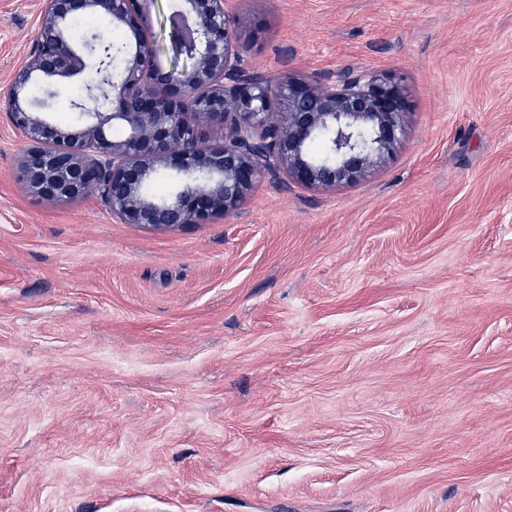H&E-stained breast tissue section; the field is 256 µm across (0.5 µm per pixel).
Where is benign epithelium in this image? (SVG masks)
Returning <instances> with one entry per match:
<instances>
[{
	"mask_svg": "<svg viewBox=\"0 0 512 512\" xmlns=\"http://www.w3.org/2000/svg\"><path fill=\"white\" fill-rule=\"evenodd\" d=\"M156 0H44L38 41L15 73L6 110L34 144L20 162L32 192L48 202L98 195L126 224L171 228L236 212L265 174L284 173L311 189L359 183L395 151L409 110L406 90L373 72L273 77L245 65L243 19L226 0H175L172 41L190 62L189 77L161 71L151 12ZM99 16L122 34L76 43L73 23ZM95 60L78 124L47 117L32 96L54 97ZM218 122L224 144H207ZM118 126L124 136L112 137ZM327 154L313 146L324 136ZM170 183L164 193L153 190Z\"/></svg>",
	"mask_w": 512,
	"mask_h": 512,
	"instance_id": "obj_1",
	"label": "benign epithelium"
}]
</instances>
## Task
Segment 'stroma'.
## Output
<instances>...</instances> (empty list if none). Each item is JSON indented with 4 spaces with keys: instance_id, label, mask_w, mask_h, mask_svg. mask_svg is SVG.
<instances>
[{
    "instance_id": "stroma-1",
    "label": "stroma",
    "mask_w": 512,
    "mask_h": 512,
    "mask_svg": "<svg viewBox=\"0 0 512 512\" xmlns=\"http://www.w3.org/2000/svg\"><path fill=\"white\" fill-rule=\"evenodd\" d=\"M410 110L365 181L152 229L19 176L0 0V512H512V0H229Z\"/></svg>"
}]
</instances>
